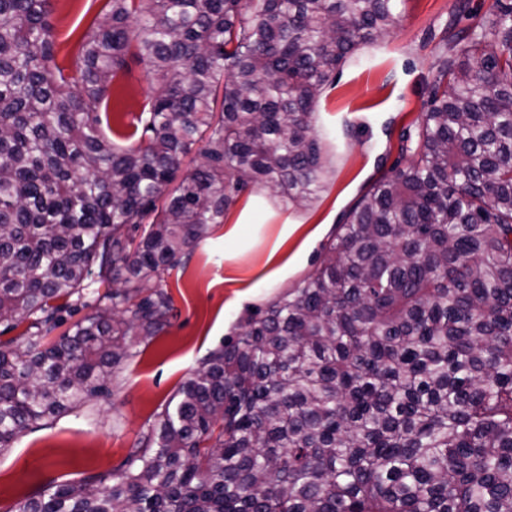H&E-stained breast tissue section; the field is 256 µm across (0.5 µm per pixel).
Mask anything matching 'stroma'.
I'll return each mask as SVG.
<instances>
[{
    "mask_svg": "<svg viewBox=\"0 0 512 512\" xmlns=\"http://www.w3.org/2000/svg\"><path fill=\"white\" fill-rule=\"evenodd\" d=\"M458 0H405L388 37L361 46L317 105L315 129L329 158L324 187L298 206L249 186L223 223L161 282L173 317L157 336L135 341L112 377L109 396L27 429L0 451V512L44 485L112 475L190 373L236 337L250 312L295 286L322 259L341 217L369 183L399 157L400 131L426 110L432 63ZM108 0H54L55 61L75 67L82 44ZM154 84L135 67L112 97L104 134L129 146L124 132L141 115Z\"/></svg>",
    "mask_w": 512,
    "mask_h": 512,
    "instance_id": "obj_1",
    "label": "stroma"
}]
</instances>
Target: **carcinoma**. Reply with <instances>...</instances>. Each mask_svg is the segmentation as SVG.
I'll return each instance as SVG.
<instances>
[{"label": "carcinoma", "mask_w": 512, "mask_h": 512, "mask_svg": "<svg viewBox=\"0 0 512 512\" xmlns=\"http://www.w3.org/2000/svg\"><path fill=\"white\" fill-rule=\"evenodd\" d=\"M398 2L109 0L67 70L52 0H0V322L28 323L0 342V449L109 395L132 337L170 323L155 282L236 192L317 195L318 99ZM133 64L155 86L121 148L101 113ZM432 70L396 165L192 372L112 485L48 484L16 512H512V2L461 4ZM148 217L133 250L127 225ZM94 267L108 304L47 341Z\"/></svg>", "instance_id": "obj_1"}]
</instances>
